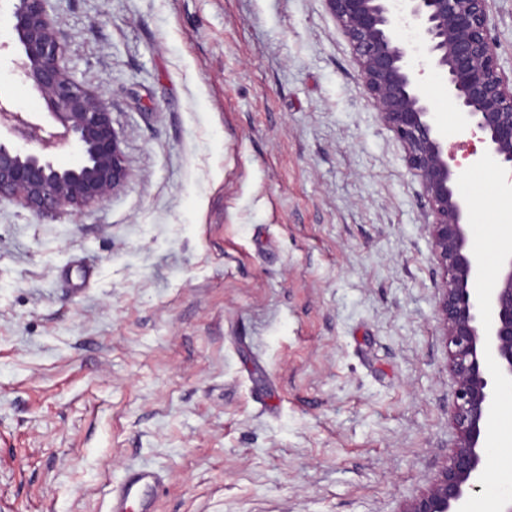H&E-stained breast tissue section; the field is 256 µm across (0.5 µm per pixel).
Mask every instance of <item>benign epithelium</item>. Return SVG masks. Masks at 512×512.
Wrapping results in <instances>:
<instances>
[{
    "label": "benign epithelium",
    "mask_w": 512,
    "mask_h": 512,
    "mask_svg": "<svg viewBox=\"0 0 512 512\" xmlns=\"http://www.w3.org/2000/svg\"><path fill=\"white\" fill-rule=\"evenodd\" d=\"M50 0H13L12 63L43 99L49 121L0 102V201L38 215L101 204L129 177L122 142L103 96L78 83L65 62ZM359 68L382 123L402 143L433 220L434 256L445 282L437 302L455 389L456 439L448 463L402 512H467L491 467L485 448L498 390L512 385V251L493 279L472 245L471 203L458 188L462 162L448 150L426 91L438 76L471 138L472 163L512 173V73L491 34V0H324ZM413 36L404 38L400 30ZM75 149L69 167L57 156Z\"/></svg>",
    "instance_id": "7a95c632"
}]
</instances>
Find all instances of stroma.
<instances>
[{
  "instance_id": "1",
  "label": "stroma",
  "mask_w": 512,
  "mask_h": 512,
  "mask_svg": "<svg viewBox=\"0 0 512 512\" xmlns=\"http://www.w3.org/2000/svg\"><path fill=\"white\" fill-rule=\"evenodd\" d=\"M130 175L104 203L0 202V512H400L446 465L453 381L420 182L324 0H51ZM0 100L46 113L11 62ZM468 166L474 242L512 189ZM471 502L512 495V387ZM160 482V475L153 469L131 470L125 481L112 489L110 512H132V499H137V512H155L154 499L146 491L158 487Z\"/></svg>"
}]
</instances>
